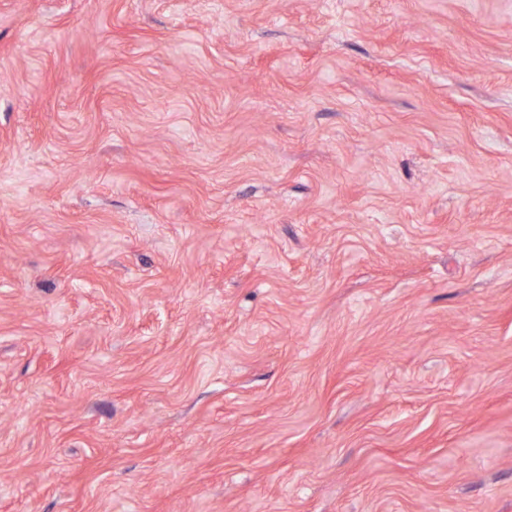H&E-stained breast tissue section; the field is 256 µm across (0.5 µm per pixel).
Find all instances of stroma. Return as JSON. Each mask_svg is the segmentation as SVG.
I'll list each match as a JSON object with an SVG mask.
<instances>
[{"instance_id":"obj_1","label":"stroma","mask_w":512,"mask_h":512,"mask_svg":"<svg viewBox=\"0 0 512 512\" xmlns=\"http://www.w3.org/2000/svg\"><path fill=\"white\" fill-rule=\"evenodd\" d=\"M0 512H512V0H0Z\"/></svg>"}]
</instances>
